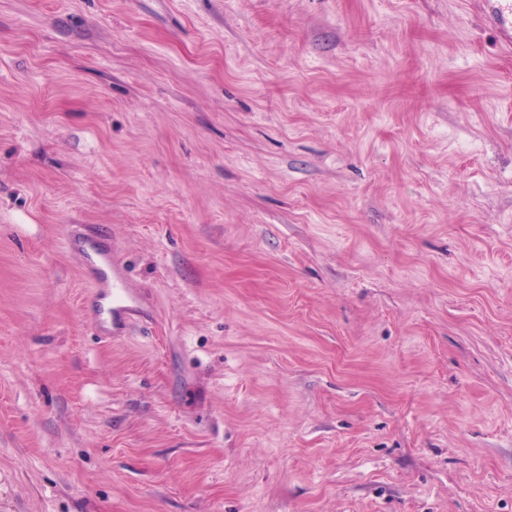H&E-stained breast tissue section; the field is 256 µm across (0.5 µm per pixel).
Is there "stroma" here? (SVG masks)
<instances>
[{"mask_svg": "<svg viewBox=\"0 0 512 512\" xmlns=\"http://www.w3.org/2000/svg\"><path fill=\"white\" fill-rule=\"evenodd\" d=\"M69 224L149 325L95 336ZM0 512H512L478 0H0Z\"/></svg>", "mask_w": 512, "mask_h": 512, "instance_id": "obj_1", "label": "stroma"}]
</instances>
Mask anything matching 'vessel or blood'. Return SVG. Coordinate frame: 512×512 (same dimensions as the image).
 <instances>
[{"mask_svg":"<svg viewBox=\"0 0 512 512\" xmlns=\"http://www.w3.org/2000/svg\"><path fill=\"white\" fill-rule=\"evenodd\" d=\"M485 23L495 29L502 48L512 50V0H482ZM67 250L76 255L96 303L90 322L96 336L115 339L129 335L138 322L152 320L146 293L129 288L128 276L112 254L104 230L82 231L79 225L65 230Z\"/></svg>","mask_w":512,"mask_h":512,"instance_id":"vessel-or-blood-1","label":"vessel or blood"}]
</instances>
